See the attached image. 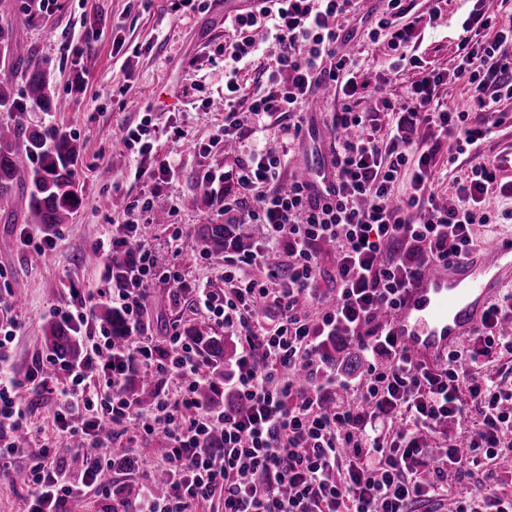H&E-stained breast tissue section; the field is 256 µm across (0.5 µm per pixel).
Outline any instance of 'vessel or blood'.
Returning a JSON list of instances; mask_svg holds the SVG:
<instances>
[{
	"label": "vessel or blood",
	"instance_id": "vessel-or-blood-1",
	"mask_svg": "<svg viewBox=\"0 0 512 512\" xmlns=\"http://www.w3.org/2000/svg\"><path fill=\"white\" fill-rule=\"evenodd\" d=\"M301 171L319 183L322 194H330L335 181L329 168L306 162ZM509 285L512 239L477 245L466 258L418 274L390 320L391 334L418 363L442 366L449 350L471 336L495 296Z\"/></svg>",
	"mask_w": 512,
	"mask_h": 512
}]
</instances>
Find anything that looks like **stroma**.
<instances>
[{
	"instance_id": "obj_1",
	"label": "stroma",
	"mask_w": 512,
	"mask_h": 512,
	"mask_svg": "<svg viewBox=\"0 0 512 512\" xmlns=\"http://www.w3.org/2000/svg\"><path fill=\"white\" fill-rule=\"evenodd\" d=\"M225 0H51L34 23L13 30L15 40L31 52L44 70L52 94L67 103L62 112H36L32 119L46 131L57 129L78 138L77 165L83 203L68 224L53 235V245L40 265H30L21 240L27 223V194L16 191L14 205L0 211V270L10 283L27 286L14 315L20 323L13 347V370L24 375L49 355L43 326L53 308L70 302L75 293L102 290L101 305L119 287L107 273L108 262L94 246L126 223V204L142 193L178 205L177 223L185 227L178 261L188 283L209 282L222 288L220 259L203 253L196 238L201 224L224 221L222 203L204 196L206 173H220L235 163L212 140L224 124V113L206 108L209 99L224 95V45L233 41L224 26ZM407 21L415 37L406 54L421 67L394 66L386 40L371 41L368 33L385 13L387 0H358L344 26L350 54L363 86L352 99L357 110L376 116V137H385L392 108L409 96L412 82L427 71L454 68L465 36L464 19L476 9L512 21V0H445L438 20H430L432 0H406ZM383 89L372 95L371 87ZM150 118L155 129L149 154L128 152L117 140L125 129ZM418 145H437L432 190L440 202L453 203V184L468 169L466 157H454L452 142L437 128L422 126L412 134ZM171 158L172 179L153 184L136 170ZM191 303L173 307L165 290L153 293L143 316L146 333L164 342L172 321L180 325L204 321Z\"/></svg>"
}]
</instances>
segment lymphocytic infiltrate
I'll use <instances>...</instances> for the list:
<instances>
[{
    "label": "lymphocytic infiltrate",
    "instance_id": "f902f5d3",
    "mask_svg": "<svg viewBox=\"0 0 512 512\" xmlns=\"http://www.w3.org/2000/svg\"><path fill=\"white\" fill-rule=\"evenodd\" d=\"M354 0H256L228 16L239 37L224 46L231 66L224 74V126L218 141L233 147L255 140V148L222 175L207 174L232 187L224 196V221L239 227L262 225L254 243L237 241L224 250L223 288L188 287L178 262L157 267L155 248L140 234L154 209L152 195L133 198L130 216L117 235L98 241L105 259L129 258L140 285L125 288L118 303L135 336L122 350H111L104 325L92 322V297L75 296L54 314L87 328V360L77 367L30 369L24 378L11 370L18 324L0 320V482L9 481L12 460H25L26 512H68L75 499L95 492L112 503L110 512H199L221 499L224 512H415L419 502L447 495L462 483L484 486L479 498H461L455 512H512V498L500 496L498 475L487 462L512 451V388L482 377L485 361L512 355V293L504 294L476 332L473 348L448 353V366L433 371L398 350L383 318L397 309L403 293L428 263L462 258L477 246L474 227L490 223V193L512 199L494 161L482 153L491 129L502 121L496 108L512 99V25L500 26L481 11L464 21L465 38L451 77L472 90L470 110L439 109L434 91L443 74L431 72L412 86L384 138L367 134L371 114L344 104L331 117L332 154L337 182L334 197L322 199L300 179L282 180L277 147L260 143L264 120L277 117L283 139L302 141V117L318 90L355 95L359 75L338 46L344 36L337 21ZM388 15L369 32L387 37L392 51L412 39L399 25L404 0H387ZM263 31L275 46L267 90L248 100L254 117L244 125L234 103L241 90L240 68L251 62ZM481 119H471V111ZM434 125L453 140L455 152L470 159L454 188L457 202L439 206L431 192L432 148L416 149L409 128ZM410 176L412 191L396 187ZM335 246L331 291L317 286L322 274V243ZM278 248L286 263L267 268L264 277H244L263 252ZM166 287L173 304L193 306L238 336L242 352L228 379L237 408L211 411L197 399L203 362L180 329H172L164 351L141 332L142 316L155 288ZM333 336L349 337L366 365L352 395L328 402L336 374L322 354ZM112 358L102 361L104 351ZM155 377L154 403L140 407L122 392L138 371ZM27 391L28 400L18 397ZM56 392L55 440L31 455L15 436L28 428L29 401ZM477 413L476 428L464 441L447 439L433 453L428 434L451 421ZM132 433L147 438L166 433L165 494H156L154 476L140 467L115 465L109 441ZM221 431L223 448L209 438ZM75 437L90 449L80 469H71L61 438Z\"/></svg>",
    "mask_w": 512,
    "mask_h": 512
}]
</instances>
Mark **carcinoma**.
I'll use <instances>...</instances> for the list:
<instances>
[{
	"label": "carcinoma",
	"mask_w": 512,
	"mask_h": 512,
	"mask_svg": "<svg viewBox=\"0 0 512 512\" xmlns=\"http://www.w3.org/2000/svg\"><path fill=\"white\" fill-rule=\"evenodd\" d=\"M43 11L40 0H27L16 23L29 24ZM20 69L27 71L26 95L16 99L9 79ZM48 88L46 73L32 65L29 50L12 41L9 27L0 25V112L13 113L10 121H0V210L12 205L16 186L28 187V223L43 232L67 223L82 203L76 170L80 156L77 140L61 131L46 133L29 121L30 112L62 108L61 104L52 103ZM235 232L233 224H201L196 230L203 249L215 256L224 254V248L235 237ZM109 273L123 288L138 287L137 279L122 259L109 262ZM102 320L113 343L128 341L131 323L122 310L107 307ZM185 333L213 370L224 373L227 357L224 337L212 336L207 329L196 325L187 327ZM46 344L59 362L75 365L86 361L85 344L74 335L72 326L61 320L50 323ZM125 392L138 404L149 405L156 396L155 378L142 371L136 379L126 382ZM198 398L205 406L218 407L222 403V395L213 384L200 389Z\"/></svg>",
	"instance_id": "1"
}]
</instances>
